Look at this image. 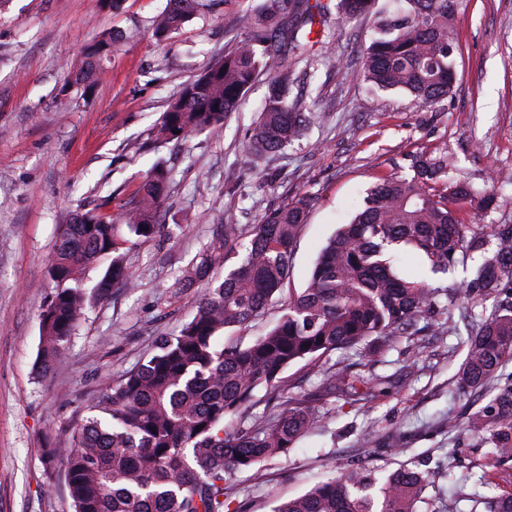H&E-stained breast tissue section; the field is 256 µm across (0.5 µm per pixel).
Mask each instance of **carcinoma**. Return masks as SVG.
<instances>
[{
    "label": "carcinoma",
    "instance_id": "obj_1",
    "mask_svg": "<svg viewBox=\"0 0 512 512\" xmlns=\"http://www.w3.org/2000/svg\"><path fill=\"white\" fill-rule=\"evenodd\" d=\"M375 2L338 0L337 8L341 17L356 20ZM464 3L400 0L399 8L379 19L363 53L365 79L381 90H403L423 104L447 97L457 46L453 21ZM203 8L201 0H171L152 20L155 36L180 28ZM312 9L309 0H266L263 22L250 23L248 37L171 99L158 134L186 140L220 130L264 71L269 92L248 148L263 155L290 145L303 133L307 117L289 100L288 54L309 52L298 32L313 24ZM120 39L108 34L86 48L74 82L92 90L103 75L102 58ZM410 169L412 174L385 179L368 192L363 208L322 249L305 288L285 302L292 245L306 222L309 198L268 211L251 225L246 244L236 224L213 231V240L184 276L207 282L191 318L176 335L156 337L144 363L101 389L91 407L95 415L73 428L69 447L47 451L49 464L64 467L74 512H224L233 475L288 452L321 423L322 391L339 388L350 400L360 396L364 378L334 363L323 370L321 390L289 398L279 414L250 422L242 412L261 389L277 396L283 372L297 362L360 348L376 352L399 336L420 334V323L442 307L448 289L401 277L389 256L393 246L409 247L434 273L465 267L472 253L484 249L483 227L457 216L455 205L473 198L474 190L448 177V159L416 155ZM170 182L171 171L156 163L120 214L126 237L116 234L114 218L105 212L108 197L62 226L50 269L56 292L41 314L39 369L60 360L94 297L114 284L136 286L120 246L132 248L158 232ZM492 232L495 251L461 289L474 301L496 299L487 316L459 309L468 319L460 380L475 390L512 362V224ZM236 246L243 251L240 262L224 278L216 277ZM106 257L111 258L106 272L86 292V270ZM274 303L281 304L282 315L270 329L247 344L221 342L226 332L250 326ZM466 431L492 446L496 462L512 461V389L472 413ZM428 483L427 472L407 463L390 472L333 469L274 512H424Z\"/></svg>",
    "mask_w": 512,
    "mask_h": 512
}]
</instances>
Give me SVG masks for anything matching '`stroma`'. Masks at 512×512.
<instances>
[{
  "instance_id": "stroma-1",
  "label": "stroma",
  "mask_w": 512,
  "mask_h": 512,
  "mask_svg": "<svg viewBox=\"0 0 512 512\" xmlns=\"http://www.w3.org/2000/svg\"><path fill=\"white\" fill-rule=\"evenodd\" d=\"M168 0H0V512H73L63 470L45 451L65 448L71 428L90 414L100 389L143 362L156 336L175 332L195 312L201 285L184 271L212 239L216 225L242 229L302 196L311 204L293 246L287 294L304 288L328 239L361 210L370 187L409 173L413 155H446L449 174L492 189L490 208L464 206L465 224H512V0H467L457 17L455 80L448 97L425 105L401 90H381L363 76L362 51L377 14L347 22L337 0H320L326 25H313V47L291 63L294 86L309 118L300 139L282 153L255 159L246 143L268 91V74L249 87L242 105L215 133L186 141L157 131L170 100L201 76L232 42L248 35L247 20L265 0H220L159 40L152 19ZM336 48L318 44L321 28ZM119 30L123 40L104 61L105 78L84 91L70 77L86 47ZM172 170L170 194L155 238L125 251L134 289L114 285L87 308L60 362L36 367L41 313L55 292L51 259L63 224L108 195L112 213L130 201L157 162ZM400 275L450 287L467 268L431 273L422 258L397 247ZM435 313L417 342L363 356L335 353L356 364L366 393L341 394L319 405L322 423L259 473L235 475L230 512H272L302 495L329 467L393 469L413 461L430 473L436 512H485L484 498L512 494V468L498 465L488 444L461 429L468 413L512 388V362L479 393L462 394L456 378L465 358L464 320L442 331ZM483 477V500L458 497L465 476Z\"/></svg>"
}]
</instances>
